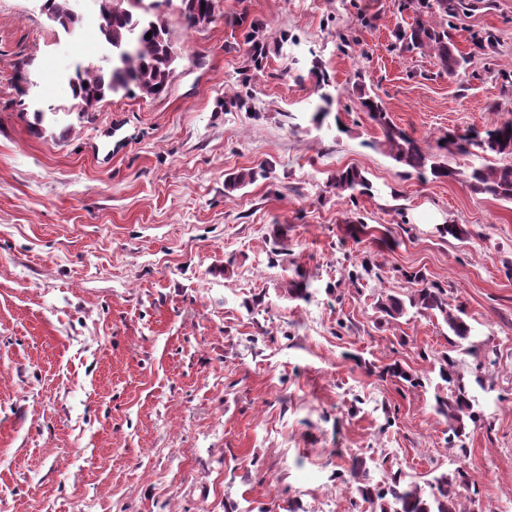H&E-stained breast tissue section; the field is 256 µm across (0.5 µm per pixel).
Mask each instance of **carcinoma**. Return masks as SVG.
<instances>
[{
	"label": "carcinoma",
	"instance_id": "carcinoma-1",
	"mask_svg": "<svg viewBox=\"0 0 512 512\" xmlns=\"http://www.w3.org/2000/svg\"><path fill=\"white\" fill-rule=\"evenodd\" d=\"M163 1L169 7L173 4V0H93L98 17L105 18V24L98 25L105 53L96 60L76 63L73 74L68 77L73 98L100 103L109 96L127 94L134 88L151 98L168 92L179 55L172 43L165 13L159 10ZM44 2L52 14L50 21L64 32L72 33L82 26V15L74 9L73 0ZM418 5L435 8L433 14L437 19L418 18L408 27L397 28L393 32L395 43L408 51L428 50L450 77L467 71L472 55L457 48L448 27V18L456 15L462 0H435L433 5L428 0H418ZM179 9L189 28L208 25L217 17L216 0H180ZM360 104L383 127L385 150L394 161L422 177L427 172L434 178L457 177L475 194L512 200V123L483 133L467 130L444 134L436 144L437 149L465 159L462 167L450 169L438 160V155L423 151L416 140L395 128L374 97L365 93L360 97ZM479 154L502 159L504 163L476 166L467 162L470 156ZM335 187L342 193H352L359 187L368 189L369 184L358 170L348 168L336 173ZM405 277L418 285L414 294L406 301L390 295L377 303V309L395 320L411 307L421 315L438 314L448 325L451 336L448 337V352L439 359L438 375L442 382L439 390L443 394L436 395V412L448 424V448H456L463 454L466 448L456 447V440L465 435L468 424L480 420V415L475 410L476 399L470 394V384L459 371V360L453 353L460 341L472 336L473 326L461 307L448 302L446 289L428 282L420 271L407 272ZM495 363L485 350L483 360L472 372L473 383L484 392L492 390L486 369ZM367 477L365 461L353 459L345 483L356 484L358 494L371 505L373 512H467L463 492L475 485L469 472L461 466L451 472H438L421 483L407 482L396 472L378 487L370 485Z\"/></svg>",
	"mask_w": 512,
	"mask_h": 512
}]
</instances>
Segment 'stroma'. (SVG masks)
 <instances>
[{
    "mask_svg": "<svg viewBox=\"0 0 512 512\" xmlns=\"http://www.w3.org/2000/svg\"><path fill=\"white\" fill-rule=\"evenodd\" d=\"M415 16L405 0H220L189 29L173 6L167 94L84 114L63 82L101 55L96 30L0 0V512H371L341 479L353 459L379 485L453 469L434 411L448 327L375 307L408 298L407 270L497 351L466 430V508L512 512V201L419 178L359 100L430 153L512 122V0L452 18L474 54L453 79L394 47ZM487 30L498 46L474 51ZM314 67L333 97L320 124ZM350 167L369 192L338 194ZM300 276L306 300L285 292ZM395 361L420 385L382 377Z\"/></svg>",
    "mask_w": 512,
    "mask_h": 512,
    "instance_id": "stroma-1",
    "label": "stroma"
}]
</instances>
